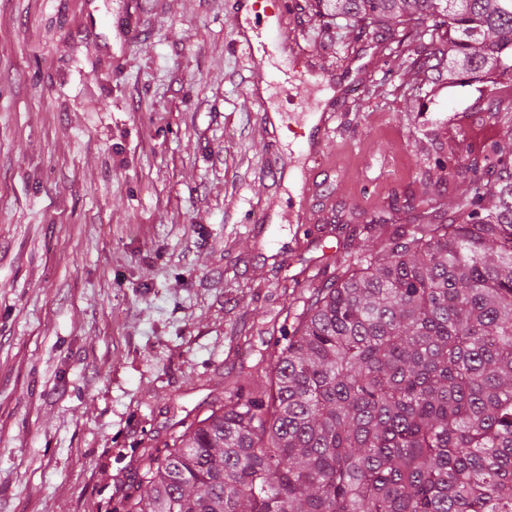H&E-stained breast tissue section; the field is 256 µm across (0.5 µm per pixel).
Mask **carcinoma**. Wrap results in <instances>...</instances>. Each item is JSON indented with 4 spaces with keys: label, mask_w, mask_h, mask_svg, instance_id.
<instances>
[{
    "label": "carcinoma",
    "mask_w": 512,
    "mask_h": 512,
    "mask_svg": "<svg viewBox=\"0 0 512 512\" xmlns=\"http://www.w3.org/2000/svg\"><path fill=\"white\" fill-rule=\"evenodd\" d=\"M392 34L424 87L512 109V0H311ZM430 40H425V36ZM472 173L310 291L285 343L146 453L126 512H512V130L448 146Z\"/></svg>",
    "instance_id": "cac0c4a2"
}]
</instances>
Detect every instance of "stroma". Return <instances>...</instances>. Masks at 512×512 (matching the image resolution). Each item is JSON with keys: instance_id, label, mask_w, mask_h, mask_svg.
Returning <instances> with one entry per match:
<instances>
[{"instance_id": "obj_1", "label": "stroma", "mask_w": 512, "mask_h": 512, "mask_svg": "<svg viewBox=\"0 0 512 512\" xmlns=\"http://www.w3.org/2000/svg\"><path fill=\"white\" fill-rule=\"evenodd\" d=\"M286 2L260 98L233 0H0V512H122L310 289L466 190L435 161L475 87L413 99Z\"/></svg>"}]
</instances>
